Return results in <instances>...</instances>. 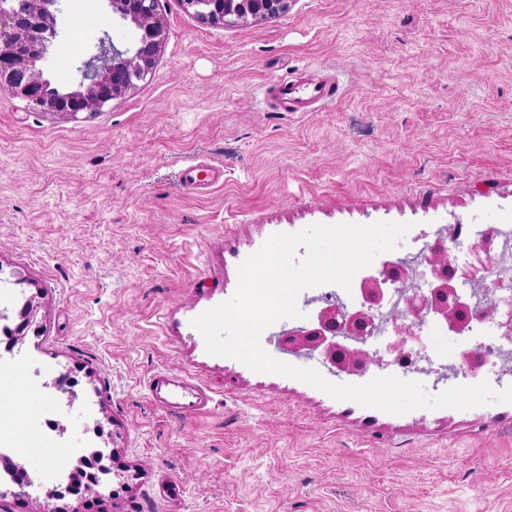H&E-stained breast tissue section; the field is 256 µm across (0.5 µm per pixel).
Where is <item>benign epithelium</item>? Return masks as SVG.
Listing matches in <instances>:
<instances>
[{
	"label": "benign epithelium",
	"instance_id": "7a95c632",
	"mask_svg": "<svg viewBox=\"0 0 512 512\" xmlns=\"http://www.w3.org/2000/svg\"><path fill=\"white\" fill-rule=\"evenodd\" d=\"M186 12L192 13L201 23L213 27L229 24L245 26L259 21L276 18L286 12L291 0H219L218 7L203 11L198 8L199 0H178ZM112 14L132 26L139 38L131 51H108L99 46L93 61L85 65L81 79L76 86L64 93L51 91L48 80L37 63L43 61L52 40L43 38L47 28L58 29L57 10L43 11L42 0H27L31 5L26 23L20 22L19 11L0 8V89L7 91L14 99H20L35 109L62 120L78 118L86 113L93 115L118 98L124 97L137 87L127 79L129 73L149 74L162 57L167 28L156 0H108ZM476 262L467 270L475 271L481 266L489 250L486 237L482 236L470 245ZM446 263L445 249L441 246L431 250L426 266L430 296L423 298L427 310L451 332L462 335L469 330L463 319L467 305L463 297L454 294L453 285L442 269ZM392 282L389 269L385 266L365 277L359 287L360 306L350 312L349 323L365 324L372 312L380 307ZM500 304L493 301L478 320H492L504 328L507 338H512V314L502 321ZM336 317V311L325 309L303 330L284 335L280 345L290 352H300L311 347L320 350L330 367L348 375H360L376 363L370 351L363 348L340 350L336 337L331 333L329 323ZM418 338L416 330L404 321L395 324V339L388 350H402L408 339ZM53 387L67 395V407L75 404L78 395L68 385V377L61 375L44 387ZM22 489L43 485L39 468L31 464H19Z\"/></svg>",
	"mask_w": 512,
	"mask_h": 512
}]
</instances>
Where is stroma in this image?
<instances>
[{
    "label": "stroma",
    "instance_id": "35a3bbf8",
    "mask_svg": "<svg viewBox=\"0 0 512 512\" xmlns=\"http://www.w3.org/2000/svg\"><path fill=\"white\" fill-rule=\"evenodd\" d=\"M40 62L71 87L133 29L107 0H58ZM159 64L92 116L59 121L0 92V276L28 279L37 329L19 349L76 383L65 456L101 424L117 477L81 512H512V403L391 414L207 353L193 318L230 299L238 268L275 234L403 222L512 224V0H294L246 27H212L160 0ZM329 76L335 100L276 108L282 77ZM196 160L224 178L192 192ZM335 384L389 375L332 372ZM166 369L205 387L193 417L156 403ZM512 377L421 375L427 395ZM131 473L120 481L121 472Z\"/></svg>",
    "mask_w": 512,
    "mask_h": 512
}]
</instances>
